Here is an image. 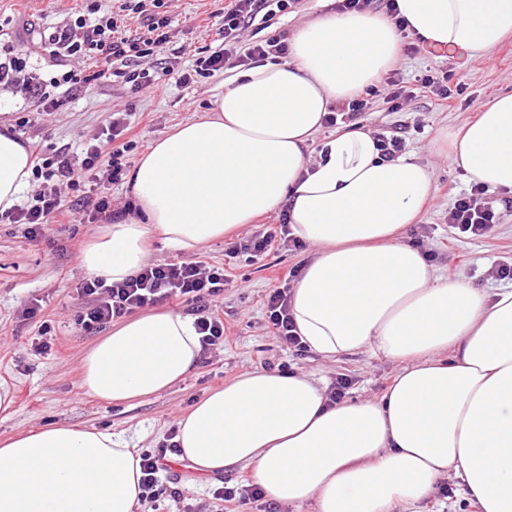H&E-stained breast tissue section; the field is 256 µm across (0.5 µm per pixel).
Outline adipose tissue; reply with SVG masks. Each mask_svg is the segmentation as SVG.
Wrapping results in <instances>:
<instances>
[{
    "label": "adipose tissue",
    "instance_id": "adipose-tissue-1",
    "mask_svg": "<svg viewBox=\"0 0 512 512\" xmlns=\"http://www.w3.org/2000/svg\"><path fill=\"white\" fill-rule=\"evenodd\" d=\"M411 33L483 56L512 34V0H396ZM391 19L329 13L293 34L290 61L239 73L213 111L156 139L126 176L134 210L94 237L80 264L119 282L155 236L191 253L287 205L315 254L290 313L312 352L365 351L399 370L380 400L330 402L304 372L257 369L176 421L180 459L200 477L245 471L281 505L394 512L458 478L480 512H512V289L444 280L402 239L432 187L417 159L382 160L374 135L346 128L308 143L333 102L398 60ZM440 150L468 181L512 194V93L497 95ZM24 144L0 131V213L29 185ZM202 355L193 316L147 310L113 324L84 355L80 382L109 403L169 390ZM140 459L122 435L53 425L0 443V512H132Z\"/></svg>",
    "mask_w": 512,
    "mask_h": 512
}]
</instances>
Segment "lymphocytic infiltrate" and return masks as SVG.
Returning a JSON list of instances; mask_svg holds the SVG:
<instances>
[{"label":"lymphocytic infiltrate","instance_id":"obj_1","mask_svg":"<svg viewBox=\"0 0 512 512\" xmlns=\"http://www.w3.org/2000/svg\"><path fill=\"white\" fill-rule=\"evenodd\" d=\"M294 0H229L224 7V39L229 46L206 57L197 58L193 73L183 74L182 82L192 76L201 77L221 70L227 63L254 66L269 58H287V44L277 38L264 41L245 42L243 32L250 27L259 14L269 7L286 11ZM166 0H121L118 12L138 14L146 18L147 31L137 36L123 35L118 29L117 14L99 15L96 4H89L87 15L77 16L67 24L49 34L48 56L51 65L58 71L48 85L30 86L29 93L37 98L43 110L53 109L56 101L51 89L73 83V73L61 69L64 61L103 58L104 61L129 60L150 54L152 48L169 39L171 18L165 11ZM450 74L445 71L416 76V88L405 86L396 76L386 77L382 89L389 101L400 102L411 99L420 92L445 101L451 98ZM131 130L123 117L113 118L108 126L92 135L84 144L80 162H73L68 150L58 149L52 156L35 153L33 175L45 180L46 189L32 195L26 205L13 208L4 214L5 220L29 225L31 233H40L58 216L72 214L80 209L89 212L91 218L114 221L106 194V186L121 181L125 169L124 160L134 147L128 134ZM107 160L109 177L107 183H99L95 170L100 160ZM77 191L75 205H68L62 198L61 187ZM485 187L475 184L468 192L460 194L449 208L446 221L453 234L463 239L487 237L499 217L486 205ZM81 294L91 297L92 303L82 313L77 323L83 330L105 328L114 319L135 310L164 302L171 298H182L192 303L196 312L195 326L203 349L223 345L226 328L218 303L224 292V271L220 268L202 269L195 261L167 264H144L134 275L120 282H109L102 277H93L80 286ZM290 291L286 288L272 290L266 297L268 323L274 336L294 352H305L306 347L295 332V324L289 312Z\"/></svg>","mask_w":512,"mask_h":512}]
</instances>
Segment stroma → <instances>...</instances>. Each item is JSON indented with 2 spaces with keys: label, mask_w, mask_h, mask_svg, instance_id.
Wrapping results in <instances>:
<instances>
[{
  "label": "stroma",
  "mask_w": 512,
  "mask_h": 512,
  "mask_svg": "<svg viewBox=\"0 0 512 512\" xmlns=\"http://www.w3.org/2000/svg\"><path fill=\"white\" fill-rule=\"evenodd\" d=\"M226 2L170 0L168 11L173 23L168 42L128 63L129 68L148 70L156 88L136 92L108 77L93 79L94 68L88 64L83 72L90 75V82L70 97L56 91L60 103L48 112L21 89L0 85V119L15 124L17 134L30 148L50 154L66 146L76 153L86 138L111 121L113 113L123 112L137 141L126 162L135 164L157 138L213 109L225 84L238 74V67L227 66L188 84L179 80L195 59L223 48ZM85 8L84 0H0V47L24 57L27 75L48 81L54 70L46 65L44 35ZM335 10L336 0H296L288 11L256 20L244 38L250 42L269 38L287 42L304 22ZM429 69L446 70L460 83L459 93L447 105L419 95L396 111L380 93L372 96L362 125L375 134L400 131L406 140V154L429 166L433 173V194L419 221L405 228V242L419 247L440 276L452 271L473 287L491 293L504 285L496 275L498 265L512 264V208L502 206L499 193L486 192L485 201L499 209L498 224L488 237L455 239L444 218L455 197L470 185L460 169L440 156L435 139L442 129H455L461 120L476 117L491 97L512 92V37L483 57L453 49L434 51L426 45L417 54L401 52L394 65L395 72L408 83ZM104 227V221L80 215L50 224L33 235L27 225L0 222V384L14 397L10 409L0 408V440L69 424L109 429L123 434L137 451H155L168 443L180 414L209 390L241 373L262 368L301 371L330 385L345 376L352 381L347 399L359 400L380 397L399 369L383 355L368 352L333 360L310 351L299 355L272 334L265 296L273 289L292 286L289 271L302 269L313 255L312 248L289 249L275 243L262 254L228 255L241 238L279 232L277 215L271 212L191 256L158 240L149 241V263L166 264L191 257L204 268H223L226 283L221 313L228 339L224 346L202 354L198 365L168 391L130 404L91 397L80 385L79 365L100 333L81 330L75 323L89 303L79 291L86 277L79 255ZM35 301L42 309L32 316L27 309ZM42 341L49 342V350H39ZM240 479V474L232 473L221 480H203L179 460H171L161 475L163 495L158 503H145L142 512H184L189 504L212 512L213 490L224 482L237 484ZM442 483L450 489V497L434 494L396 512H480L458 480L446 477Z\"/></svg>",
  "instance_id": "obj_1"
}]
</instances>
